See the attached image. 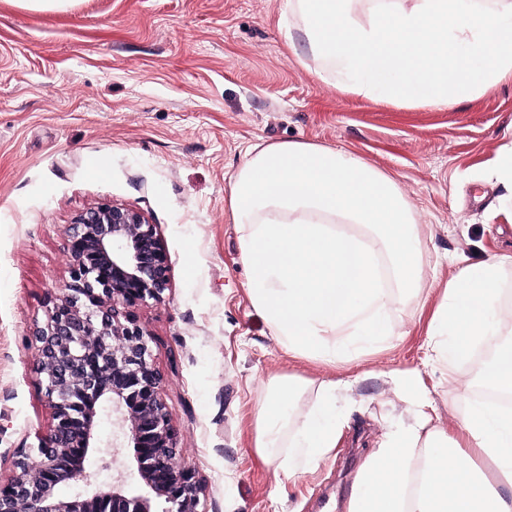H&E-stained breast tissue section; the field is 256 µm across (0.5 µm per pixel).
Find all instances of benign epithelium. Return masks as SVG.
<instances>
[{
  "label": "benign epithelium",
  "mask_w": 512,
  "mask_h": 512,
  "mask_svg": "<svg viewBox=\"0 0 512 512\" xmlns=\"http://www.w3.org/2000/svg\"><path fill=\"white\" fill-rule=\"evenodd\" d=\"M73 264L28 342L36 374L53 411L39 439V460L19 449L10 476L0 480V512H199L202 485L180 462L178 440L152 363L151 334L134 309L163 299L171 267L156 225L122 204L80 211L66 229ZM116 414L130 463L142 481L95 484L89 459L97 452V424ZM70 483L68 498L56 493Z\"/></svg>",
  "instance_id": "benign-epithelium-1"
}]
</instances>
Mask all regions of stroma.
<instances>
[{
    "mask_svg": "<svg viewBox=\"0 0 512 512\" xmlns=\"http://www.w3.org/2000/svg\"><path fill=\"white\" fill-rule=\"evenodd\" d=\"M286 0H0V477L48 433L52 410L27 341L70 279L65 232L99 203L140 211L171 265L164 299L138 307L181 459L204 487L200 512H347L364 460L404 417L394 377L414 374L435 424L464 444L477 362L436 368L428 331L459 267L509 256L500 305L512 311V194L490 184L512 144V77L447 109L341 91L289 38ZM342 147L392 176L421 225L423 290L399 308V335L326 363L288 354L250 302L228 181L257 143ZM350 381L336 446L290 476L254 450L262 385ZM102 416L98 482L125 475Z\"/></svg>",
    "mask_w": 512,
    "mask_h": 512,
    "instance_id": "stroma-1",
    "label": "stroma"
}]
</instances>
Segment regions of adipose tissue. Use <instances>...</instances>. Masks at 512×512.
<instances>
[{"mask_svg": "<svg viewBox=\"0 0 512 512\" xmlns=\"http://www.w3.org/2000/svg\"><path fill=\"white\" fill-rule=\"evenodd\" d=\"M308 48L336 67L341 87L387 101L445 108L512 75V0H286ZM229 207L250 302L288 353L327 363L388 343L399 292L419 289L423 241L397 182L342 149L300 141L248 148ZM358 232H349V225ZM502 261L462 267L449 281L428 346L448 367L464 338L494 342L484 376L512 394V313L499 302ZM400 384L411 417L362 465L349 512H512V412L471 406L461 428L477 457L431 425L414 375ZM299 380L263 385L255 450L295 475L336 446L338 393L321 383L301 415Z\"/></svg>", "mask_w": 512, "mask_h": 512, "instance_id": "1", "label": "adipose tissue"}]
</instances>
